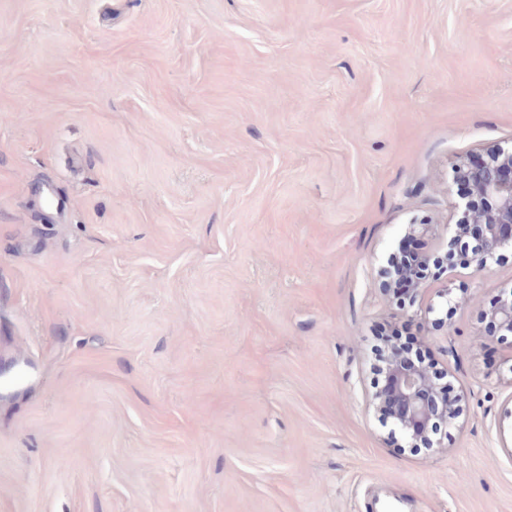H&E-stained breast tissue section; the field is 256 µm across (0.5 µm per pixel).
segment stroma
<instances>
[{
  "mask_svg": "<svg viewBox=\"0 0 512 512\" xmlns=\"http://www.w3.org/2000/svg\"><path fill=\"white\" fill-rule=\"evenodd\" d=\"M510 147L512 0H0V512H512V254L381 274ZM390 324L439 447L364 407ZM430 256L426 252H418L414 259L409 261L401 260L400 257L392 256L391 267L385 270V288L383 293L388 301L398 297L396 285L400 281L409 284L406 297L414 303L416 299L428 288L430 280L437 279L430 269ZM486 315L500 331L512 334V294H510V299H496Z\"/></svg>",
  "mask_w": 512,
  "mask_h": 512,
  "instance_id": "1",
  "label": "stroma"
}]
</instances>
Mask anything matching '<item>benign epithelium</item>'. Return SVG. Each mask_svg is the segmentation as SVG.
<instances>
[{"instance_id": "benign-epithelium-1", "label": "benign epithelium", "mask_w": 512, "mask_h": 512, "mask_svg": "<svg viewBox=\"0 0 512 512\" xmlns=\"http://www.w3.org/2000/svg\"><path fill=\"white\" fill-rule=\"evenodd\" d=\"M453 181L465 182L468 191L459 204L462 217L448 230V253L459 265L479 274L503 251H512V149L460 161L453 167ZM405 237L434 240L437 225L411 223ZM385 277L386 299L397 298L396 285L405 281L409 284L406 297L414 302L436 275L428 253L420 252L409 261L392 257ZM487 317L500 331L512 334V298L496 299ZM381 372L385 383L366 397L365 405L383 414L391 432L399 433L409 447L431 443L430 433L438 423L456 424L463 395L450 388L444 373L414 360L393 341L384 346Z\"/></svg>"}]
</instances>
